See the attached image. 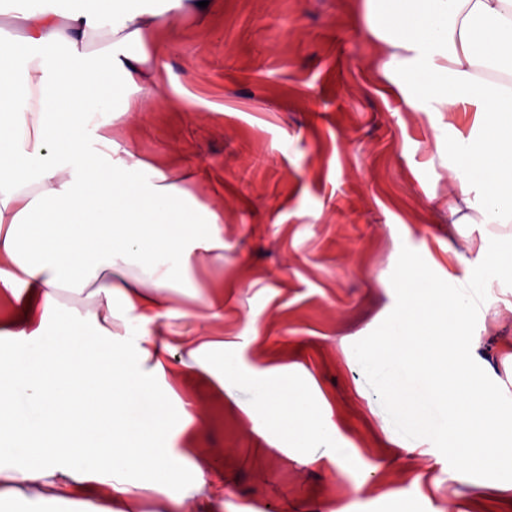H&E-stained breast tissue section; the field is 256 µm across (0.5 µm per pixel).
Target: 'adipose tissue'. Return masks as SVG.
Returning a JSON list of instances; mask_svg holds the SVG:
<instances>
[{
    "label": "adipose tissue",
    "mask_w": 512,
    "mask_h": 512,
    "mask_svg": "<svg viewBox=\"0 0 512 512\" xmlns=\"http://www.w3.org/2000/svg\"><path fill=\"white\" fill-rule=\"evenodd\" d=\"M26 35L16 48L25 78L0 60V338L15 353L0 363V500L31 512L30 489L51 483L61 497L116 512L139 490L160 492L167 512H218L208 490L213 454L193 451L191 469L159 434L203 422L206 409L168 406L167 390L140 373L145 360L166 369L175 343L158 326L173 312L172 294L191 287L195 261L223 251L219 216L165 169L112 138L151 80L146 32L181 14L188 0L162 11L142 0H80L59 16L52 0H10ZM110 40L88 50L89 31ZM372 33L403 70L397 88L421 112L476 107L480 142L453 149L458 184L446 222L512 223V0H391L373 16ZM124 82L121 97L96 92L99 73ZM512 243L479 253L465 291L428 307L409 291L390 332L398 346L437 344L412 364L425 384L422 400L438 410L439 432L461 467L479 474L474 500L501 489L512 474V386L484 356L485 311L477 292L512 310ZM116 284L97 287L99 277ZM119 321L121 332L110 324ZM219 339L195 343L182 374L200 379L216 400L240 409L277 408L272 387L212 368ZM191 480L196 500L179 488Z\"/></svg>",
    "instance_id": "ef3b65f1"
}]
</instances>
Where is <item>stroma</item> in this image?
<instances>
[{
	"label": "stroma",
	"mask_w": 512,
	"mask_h": 512,
	"mask_svg": "<svg viewBox=\"0 0 512 512\" xmlns=\"http://www.w3.org/2000/svg\"><path fill=\"white\" fill-rule=\"evenodd\" d=\"M363 2L209 0L147 38L152 91L112 138L157 166L193 168L192 193L224 226L223 259L194 265L162 337L221 335L210 364L286 380L348 463H304L274 414L208 402L194 377L172 380L170 402L207 403L208 416L169 442L217 452L223 512H512V488L468 506L478 475L458 471L446 436L406 454L365 387L370 366L406 363L387 338L407 260L423 269L419 287L448 296L460 252L493 250L512 223L449 233L448 149L482 136V116L410 109ZM218 287L224 320L212 324L201 295Z\"/></svg>",
	"instance_id": "35a3bbf8"
}]
</instances>
